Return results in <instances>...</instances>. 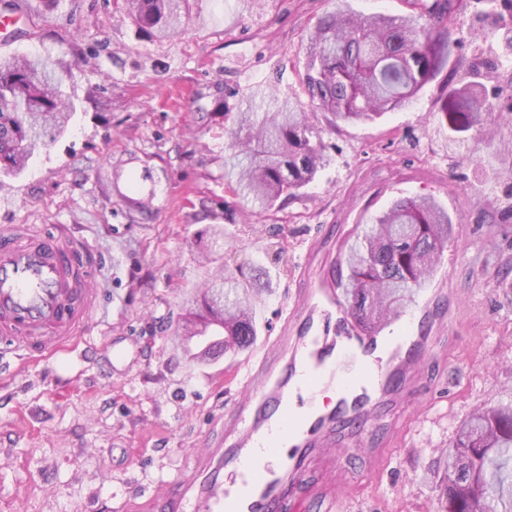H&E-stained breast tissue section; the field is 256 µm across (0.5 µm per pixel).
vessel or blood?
I'll use <instances>...</instances> for the list:
<instances>
[{
	"label": "vessel or blood",
	"mask_w": 512,
	"mask_h": 512,
	"mask_svg": "<svg viewBox=\"0 0 512 512\" xmlns=\"http://www.w3.org/2000/svg\"><path fill=\"white\" fill-rule=\"evenodd\" d=\"M137 155H129L110 183L126 208L140 204L129 191L147 181ZM105 260L65 224L0 226V342L9 353L45 359L89 343L100 293L86 288ZM301 288L270 343L275 361L248 373L247 398L224 416V434L190 475L171 483L156 512H306L317 500L333 512L352 492L344 474L356 453L354 427L368 420L378 399L409 392L415 370L432 358L420 323V302L366 325L351 314L335 269L311 256L299 265ZM327 471L309 484L314 457Z\"/></svg>",
	"instance_id": "vessel-or-blood-1"
}]
</instances>
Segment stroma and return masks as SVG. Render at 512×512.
<instances>
[{
    "mask_svg": "<svg viewBox=\"0 0 512 512\" xmlns=\"http://www.w3.org/2000/svg\"><path fill=\"white\" fill-rule=\"evenodd\" d=\"M28 27L0 57L52 61L73 116L0 188V224H67L111 262L90 358L57 354L0 371V512H154L247 389L245 353L172 347L184 297L211 275L266 269L257 343L288 314L296 264L335 260L341 239L400 197H433L451 240L429 282L443 324L406 411L385 404L358 433L383 449L343 512H441V459L477 410L512 403V54L487 33L490 0H461L458 47L417 101L372 122L329 126L304 104L325 154L314 180L264 211L226 185L231 131L255 89L301 90L305 45L327 0H190L163 40L110 0H21ZM498 111L476 135L435 113L458 80ZM139 154L169 204L127 212L106 173ZM224 236L209 237L214 225Z\"/></svg>",
    "mask_w": 512,
    "mask_h": 512,
    "instance_id": "stroma-1",
    "label": "stroma"
}]
</instances>
